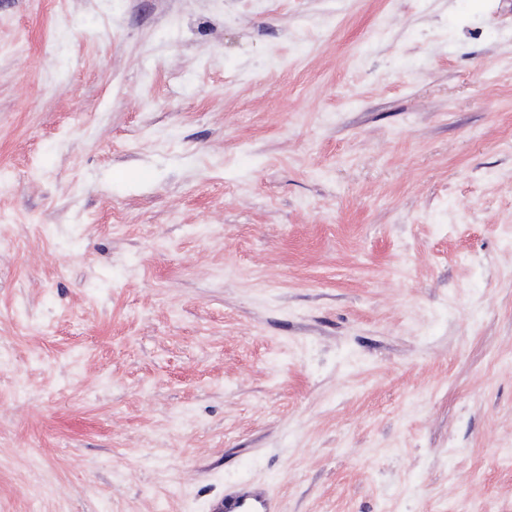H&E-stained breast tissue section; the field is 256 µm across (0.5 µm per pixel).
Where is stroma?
<instances>
[{
	"mask_svg": "<svg viewBox=\"0 0 512 512\" xmlns=\"http://www.w3.org/2000/svg\"><path fill=\"white\" fill-rule=\"evenodd\" d=\"M512 512V0H0V512ZM221 512H271V500L259 489H241L224 495L217 507Z\"/></svg>",
	"mask_w": 512,
	"mask_h": 512,
	"instance_id": "stroma-1",
	"label": "stroma"
}]
</instances>
